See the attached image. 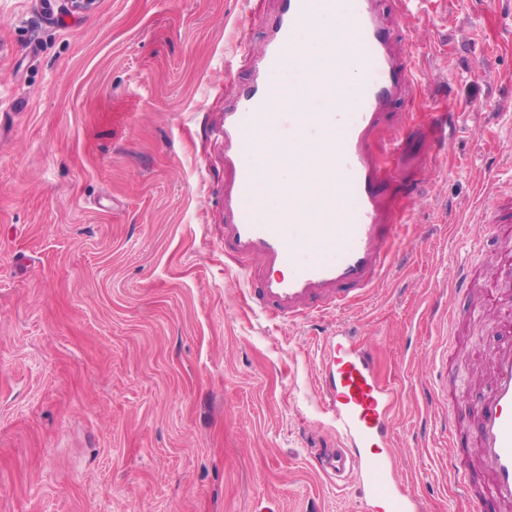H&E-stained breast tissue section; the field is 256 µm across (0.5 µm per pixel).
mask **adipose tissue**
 I'll use <instances>...</instances> for the list:
<instances>
[{
	"instance_id": "adipose-tissue-1",
	"label": "adipose tissue",
	"mask_w": 512,
	"mask_h": 512,
	"mask_svg": "<svg viewBox=\"0 0 512 512\" xmlns=\"http://www.w3.org/2000/svg\"><path fill=\"white\" fill-rule=\"evenodd\" d=\"M346 22L347 18L342 14L317 13L299 34V58L289 64V68L296 71L310 66L321 68L327 83L336 86V109L340 112L348 111L351 106L356 74L345 56L322 52L319 44L322 33H344ZM250 156L254 166L261 169L256 192L265 198L272 214L283 223L290 220L297 224L307 223L306 209L319 201L324 181L333 171L329 140H322L313 148L295 143L287 135L264 130L255 139ZM278 184L297 187L302 198L301 206L289 207L287 197L274 190Z\"/></svg>"
}]
</instances>
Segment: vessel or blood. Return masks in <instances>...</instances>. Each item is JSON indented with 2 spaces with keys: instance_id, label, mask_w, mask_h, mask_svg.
Instances as JSON below:
<instances>
[{
  "instance_id": "obj_1",
  "label": "vessel or blood",
  "mask_w": 512,
  "mask_h": 512,
  "mask_svg": "<svg viewBox=\"0 0 512 512\" xmlns=\"http://www.w3.org/2000/svg\"><path fill=\"white\" fill-rule=\"evenodd\" d=\"M318 7L348 10V33L324 36L321 44L334 49L341 41L349 43L346 54L357 74L352 108L337 111L321 74L312 72L307 86L314 112L275 111L272 105L283 92L270 75L294 54L295 33ZM416 50L413 44L399 47L375 0H279L261 50L249 53L250 84L225 112L223 127L224 164L233 172L224 185L225 239L239 256L260 257L273 268V276L255 290L263 314L293 322L340 310L382 279L405 222L386 187L398 178L411 126L398 123L379 150H372L371 143L392 102L415 104L421 97L422 81L413 65ZM262 128L305 141L319 135L335 138L337 179L326 188L312 223H278L253 195L257 173L241 159ZM490 195L481 223L497 233L511 231L512 188L496 185ZM336 211L341 221H332ZM497 262L500 273L484 289L480 307L488 316V330L509 342L492 353L490 387L478 410L473 441L489 484L485 493L472 495L474 512H512V321L498 314L502 304L512 302L511 246L499 251ZM475 272L472 264L458 267L452 294L470 295ZM319 392L339 444L311 449L316 467L342 480L357 478L360 512H421L388 452L398 392L379 380L374 351L343 331L327 334Z\"/></svg>"
}]
</instances>
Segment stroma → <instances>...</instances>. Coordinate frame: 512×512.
<instances>
[{
  "label": "stroma",
  "instance_id": "obj_1",
  "mask_svg": "<svg viewBox=\"0 0 512 512\" xmlns=\"http://www.w3.org/2000/svg\"><path fill=\"white\" fill-rule=\"evenodd\" d=\"M277 0H0V512H356L309 450L323 338L376 352L396 387L392 453L423 512H470L448 478L487 485L472 433L499 339L449 337L455 268L478 284L503 244L472 214L490 176L512 181V0H423L397 20L424 44V125L458 113L436 148L409 140L400 181L423 177L380 285L293 324L253 313L267 273L224 243V113L250 71L224 72L239 25L261 48Z\"/></svg>",
  "mask_w": 512,
  "mask_h": 512
}]
</instances>
